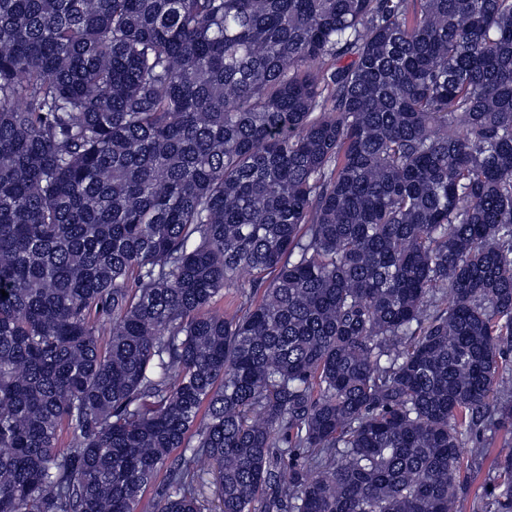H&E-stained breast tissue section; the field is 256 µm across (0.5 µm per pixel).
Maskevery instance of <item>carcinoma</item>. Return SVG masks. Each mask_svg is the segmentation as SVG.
<instances>
[{
	"label": "carcinoma",
	"mask_w": 512,
	"mask_h": 512,
	"mask_svg": "<svg viewBox=\"0 0 512 512\" xmlns=\"http://www.w3.org/2000/svg\"><path fill=\"white\" fill-rule=\"evenodd\" d=\"M0 289V512H454L512 426V0H0ZM469 435V450L477 442L484 440L483 451L472 457L470 468L461 479L458 489L456 512H483L487 491L493 485L492 476L495 475L496 464L501 455L512 451V428L501 429L494 436L484 431L482 426L477 427Z\"/></svg>",
	"instance_id": "cac0c4a2"
}]
</instances>
